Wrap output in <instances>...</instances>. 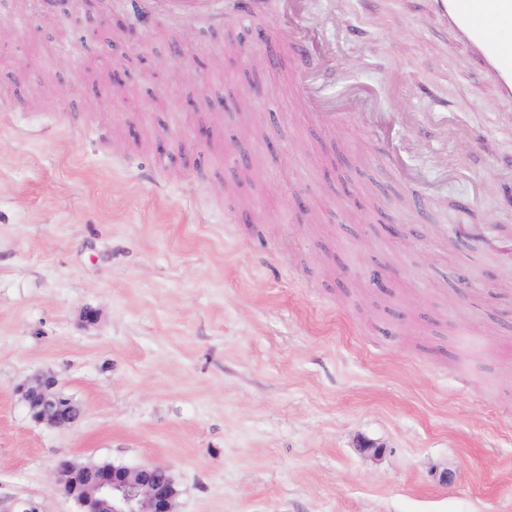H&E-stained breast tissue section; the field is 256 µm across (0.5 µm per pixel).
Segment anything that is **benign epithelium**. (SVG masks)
<instances>
[{
    "mask_svg": "<svg viewBox=\"0 0 512 512\" xmlns=\"http://www.w3.org/2000/svg\"><path fill=\"white\" fill-rule=\"evenodd\" d=\"M17 393L39 425L65 427L81 416V408L65 399L49 376L27 380L18 386ZM56 472L66 495L79 507L78 512H174L176 491L165 465H119L99 471L95 466L61 458Z\"/></svg>",
    "mask_w": 512,
    "mask_h": 512,
    "instance_id": "obj_1",
    "label": "benign epithelium"
}]
</instances>
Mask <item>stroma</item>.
Here are the masks:
<instances>
[{
  "label": "stroma",
  "instance_id": "35a3bbf8",
  "mask_svg": "<svg viewBox=\"0 0 512 512\" xmlns=\"http://www.w3.org/2000/svg\"><path fill=\"white\" fill-rule=\"evenodd\" d=\"M223 6L0 0V499L78 512L64 457L174 512H512V99L430 0H288L325 93H381L324 133ZM166 11L181 15H195L208 12L217 0H155ZM33 420L45 427L60 428L79 420L81 408L65 399L53 378L43 375L27 380L17 388Z\"/></svg>",
  "mask_w": 512,
  "mask_h": 512
}]
</instances>
